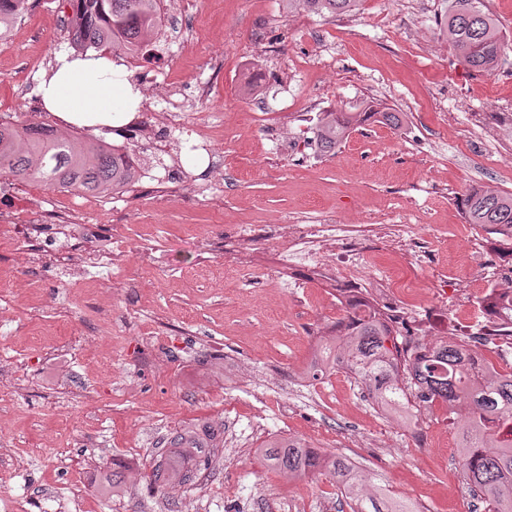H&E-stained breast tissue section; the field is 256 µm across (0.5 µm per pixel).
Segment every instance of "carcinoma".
Masks as SVG:
<instances>
[{"instance_id":"cac0c4a2","label":"carcinoma","mask_w":512,"mask_h":512,"mask_svg":"<svg viewBox=\"0 0 512 512\" xmlns=\"http://www.w3.org/2000/svg\"><path fill=\"white\" fill-rule=\"evenodd\" d=\"M28 0H0V38L27 10ZM163 0H76L74 47L81 53L101 47L115 56H137L161 30ZM361 0H288V9L324 15L350 12ZM442 32L458 58L471 69L490 73L506 42L483 0H456ZM369 119L396 129L394 112L370 107L362 112H324L317 126L323 151L336 149L354 126ZM90 194L120 193L139 179L129 154L99 139L87 142L68 130L0 124V175ZM466 222L479 224L512 245V193L471 189L462 196ZM343 372L360 384L364 397L383 418L408 432L418 430L422 409L440 406L448 420L467 410L468 422L455 429L460 475L485 512H512V368L477 363L454 341L410 357L401 353L397 332L382 311L354 304L320 336L297 379L312 384ZM221 440L217 430L184 425L166 438L164 459L139 479L164 488L196 483L212 463ZM269 468L295 480L315 474L333 480L351 512H420L402 495L362 471L346 456L325 455L292 437H273L256 448ZM126 466L102 470L97 488L111 496L126 492Z\"/></svg>"}]
</instances>
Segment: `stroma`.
Instances as JSON below:
<instances>
[{"label": "stroma", "mask_w": 512, "mask_h": 512, "mask_svg": "<svg viewBox=\"0 0 512 512\" xmlns=\"http://www.w3.org/2000/svg\"><path fill=\"white\" fill-rule=\"evenodd\" d=\"M450 0H361L336 16L287 14L282 0H166L185 37L153 41L158 88L188 102L191 128L224 155V177L180 200L166 167L195 176L205 156L178 140L155 188L101 197L95 244L121 225L120 265L82 272L0 259V512H349L324 476L291 481L255 454L274 435L347 455L420 512H484L452 453L443 409L422 414L419 439L382 419L354 380L312 386L292 376L310 354L314 321L336 320L334 283L281 262L256 242L245 276L187 280L219 262L196 243L228 224H421L437 262L408 264L369 245L364 276L462 288L471 262L459 200L474 187L512 193V45L490 74L459 61L440 23ZM74 0H34L0 41V109L39 112L31 68L71 49ZM252 91H245L246 80ZM399 113L400 129L368 121L334 151L315 145L320 113L365 104ZM305 142L306 153L295 151ZM151 246L163 264H140ZM118 285L107 288L108 278ZM37 282L36 292L20 288ZM109 310L111 324L99 319ZM208 423L223 448L192 488L163 494L134 482L120 498L97 470L150 467L178 426Z\"/></svg>", "instance_id": "1"}]
</instances>
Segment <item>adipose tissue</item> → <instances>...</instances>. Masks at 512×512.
<instances>
[{
  "instance_id": "obj_1",
  "label": "adipose tissue",
  "mask_w": 512,
  "mask_h": 512,
  "mask_svg": "<svg viewBox=\"0 0 512 512\" xmlns=\"http://www.w3.org/2000/svg\"><path fill=\"white\" fill-rule=\"evenodd\" d=\"M39 91L46 110L69 124L110 128L139 103V90L122 65L96 53H57Z\"/></svg>"
}]
</instances>
